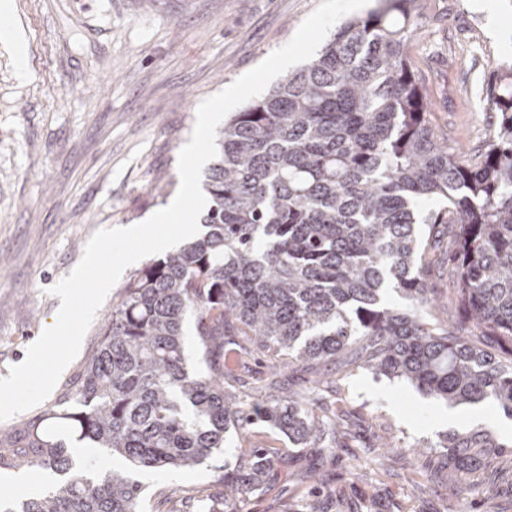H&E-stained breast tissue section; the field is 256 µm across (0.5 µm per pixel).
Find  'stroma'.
I'll return each instance as SVG.
<instances>
[{"instance_id": "35a3bbf8", "label": "stroma", "mask_w": 512, "mask_h": 512, "mask_svg": "<svg viewBox=\"0 0 512 512\" xmlns=\"http://www.w3.org/2000/svg\"><path fill=\"white\" fill-rule=\"evenodd\" d=\"M321 0H11L25 38L26 79L0 40V377L55 322L51 289L99 229L138 224L169 205L177 160L196 111L284 46ZM426 32L407 54L432 95L430 116L467 155L486 145L494 114L482 95L490 73L512 65V0H426ZM434 315L462 317L447 233L430 237ZM336 416L334 455L304 448L258 423L228 433L223 450L192 470L144 471L142 512H210L225 472L250 449L275 448L294 464L286 480L254 492L244 512H440L448 474L435 447L446 432L485 425L505 450L474 474L476 491L453 512H512V436L488 404L446 405L407 381L349 366L318 394ZM399 441L385 453L380 438Z\"/></svg>"}]
</instances>
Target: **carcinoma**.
<instances>
[{
  "mask_svg": "<svg viewBox=\"0 0 512 512\" xmlns=\"http://www.w3.org/2000/svg\"><path fill=\"white\" fill-rule=\"evenodd\" d=\"M424 25L422 0H380L224 122L206 176L208 231L139 271L55 404L23 429L0 432V469L62 476L35 496L3 498L0 512H139L135 472L194 469L224 448L225 433L254 421L334 451L336 421L316 398L322 381L301 399L247 402L231 389L243 356L276 371L357 365L449 405L491 403L512 417V359L433 321L420 228L456 229L462 314L512 346V66L485 88L499 112L493 135L464 159L434 132L406 55ZM430 200L442 205L419 215ZM189 313L206 372L187 368ZM229 330L240 337L233 357L213 365ZM58 421L119 465L98 472L78 462L48 429ZM434 447L460 494L471 491L466 475L503 444L477 428ZM287 470V459L251 449L246 469L224 473V512H243L257 487Z\"/></svg>",
  "mask_w": 512,
  "mask_h": 512,
  "instance_id": "carcinoma-1",
  "label": "carcinoma"
}]
</instances>
